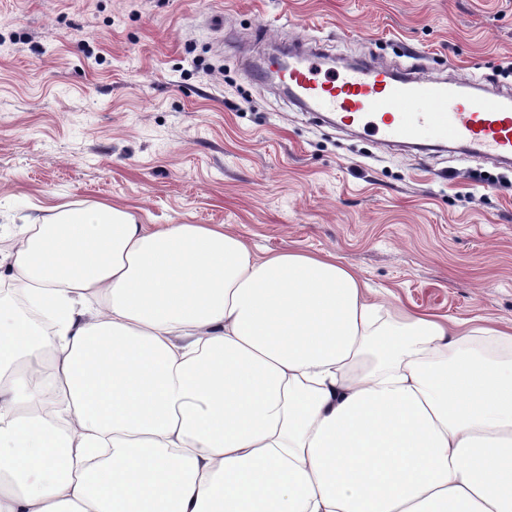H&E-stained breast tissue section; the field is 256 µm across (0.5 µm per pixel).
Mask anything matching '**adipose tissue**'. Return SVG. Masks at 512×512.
<instances>
[{
	"label": "adipose tissue",
	"mask_w": 512,
	"mask_h": 512,
	"mask_svg": "<svg viewBox=\"0 0 512 512\" xmlns=\"http://www.w3.org/2000/svg\"><path fill=\"white\" fill-rule=\"evenodd\" d=\"M0 300V512H512V328L333 254L44 209Z\"/></svg>",
	"instance_id": "ef3b65f1"
}]
</instances>
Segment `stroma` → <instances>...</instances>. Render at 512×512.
I'll return each instance as SVG.
<instances>
[{
    "mask_svg": "<svg viewBox=\"0 0 512 512\" xmlns=\"http://www.w3.org/2000/svg\"><path fill=\"white\" fill-rule=\"evenodd\" d=\"M285 42L512 85V0H0V250L40 207L110 204L512 322V166L384 145L252 82Z\"/></svg>",
    "mask_w": 512,
    "mask_h": 512,
    "instance_id": "35a3bbf8",
    "label": "stroma"
}]
</instances>
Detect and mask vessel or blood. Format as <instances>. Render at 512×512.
<instances>
[{"mask_svg":"<svg viewBox=\"0 0 512 512\" xmlns=\"http://www.w3.org/2000/svg\"><path fill=\"white\" fill-rule=\"evenodd\" d=\"M323 58L317 50L299 53L280 69L293 103L383 143L450 145L498 165L512 161L511 91L487 99L475 79L421 78L373 60L336 71Z\"/></svg>","mask_w":512,"mask_h":512,"instance_id":"b4317fda","label":"vessel or blood"}]
</instances>
